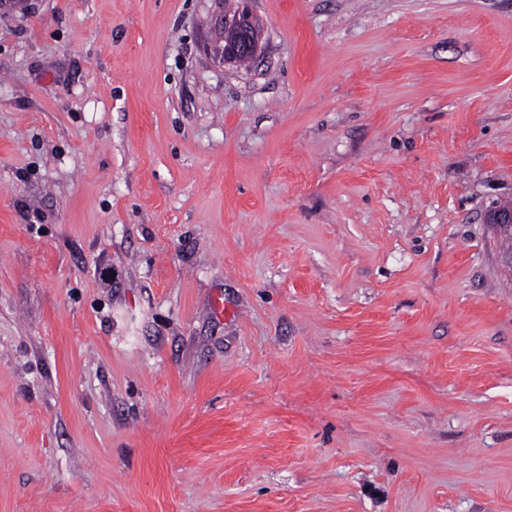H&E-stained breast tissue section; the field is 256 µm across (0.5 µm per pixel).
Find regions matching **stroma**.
Returning <instances> with one entry per match:
<instances>
[{"label": "stroma", "instance_id": "obj_1", "mask_svg": "<svg viewBox=\"0 0 512 512\" xmlns=\"http://www.w3.org/2000/svg\"><path fill=\"white\" fill-rule=\"evenodd\" d=\"M0 13V512H512V0ZM251 0H240L238 10L235 4H227L229 11L232 9L237 10L236 14L232 15H220L216 21V26L219 31L224 33V50L223 47L219 51L217 58L224 60V63L229 62L231 58H235L241 52L257 54L259 40L257 29L253 23V14L249 8V2ZM233 11V12H234ZM246 27H251L254 30V34L245 31ZM260 31V30H259ZM228 36V38H227Z\"/></svg>", "mask_w": 512, "mask_h": 512}]
</instances>
